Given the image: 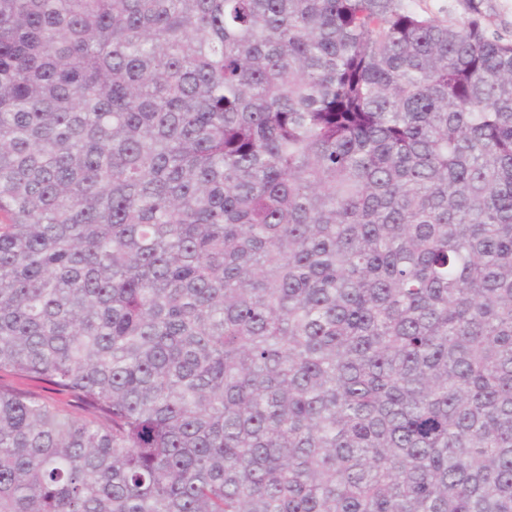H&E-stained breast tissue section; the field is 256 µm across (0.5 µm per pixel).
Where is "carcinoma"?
Here are the masks:
<instances>
[{"mask_svg": "<svg viewBox=\"0 0 512 512\" xmlns=\"http://www.w3.org/2000/svg\"><path fill=\"white\" fill-rule=\"evenodd\" d=\"M0 371V512H512V42L0 0ZM0 387L2 390L22 391L51 398L77 418H84L88 415L85 407L71 393L54 390L44 383L18 376L12 372H0Z\"/></svg>", "mask_w": 512, "mask_h": 512, "instance_id": "1", "label": "carcinoma"}]
</instances>
